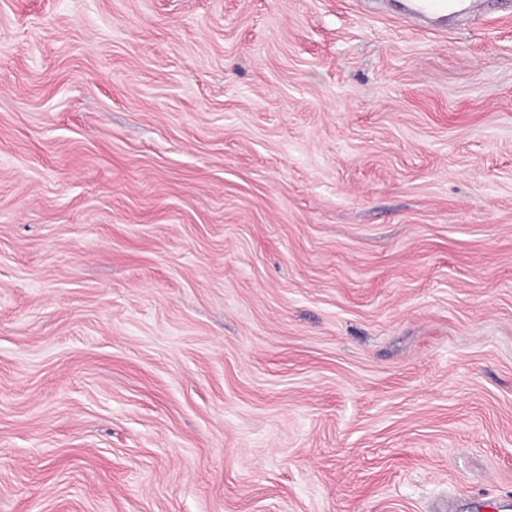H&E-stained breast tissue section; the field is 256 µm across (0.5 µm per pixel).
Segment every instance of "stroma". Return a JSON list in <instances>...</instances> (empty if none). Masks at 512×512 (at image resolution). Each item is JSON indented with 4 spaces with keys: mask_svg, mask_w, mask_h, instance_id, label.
I'll list each match as a JSON object with an SVG mask.
<instances>
[{
    "mask_svg": "<svg viewBox=\"0 0 512 512\" xmlns=\"http://www.w3.org/2000/svg\"><path fill=\"white\" fill-rule=\"evenodd\" d=\"M512 499V12L0 0V512Z\"/></svg>",
    "mask_w": 512,
    "mask_h": 512,
    "instance_id": "1",
    "label": "stroma"
}]
</instances>
